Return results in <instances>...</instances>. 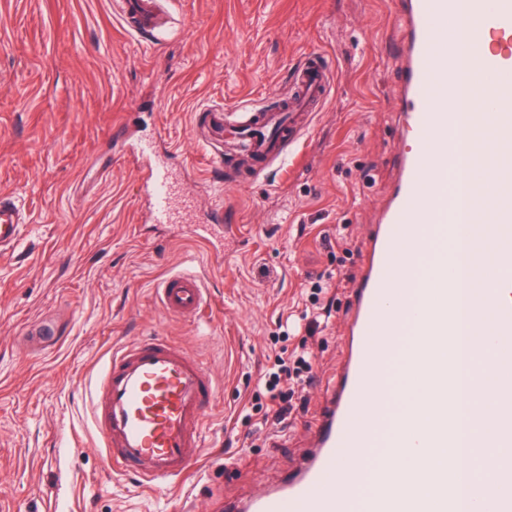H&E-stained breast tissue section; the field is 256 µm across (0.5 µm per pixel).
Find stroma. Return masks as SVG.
Returning <instances> with one entry per match:
<instances>
[{
  "instance_id": "1",
  "label": "stroma",
  "mask_w": 512,
  "mask_h": 512,
  "mask_svg": "<svg viewBox=\"0 0 512 512\" xmlns=\"http://www.w3.org/2000/svg\"><path fill=\"white\" fill-rule=\"evenodd\" d=\"M118 0H0V193L30 223L0 255V512H224L228 499L293 475L343 356L372 224L397 179L395 0H171L169 33L125 29ZM334 87L296 140L294 162L227 173L210 109L281 104L303 57ZM127 125L130 137L113 129ZM176 146L187 224H156L133 153ZM223 208L222 246L194 222ZM345 226V237L336 229ZM191 271L209 306L164 312L154 293ZM335 296L313 351L308 404L279 432L246 419L279 325L317 316L310 284ZM161 336L213 375L208 445L174 488L112 472L92 427L91 388L113 352Z\"/></svg>"
}]
</instances>
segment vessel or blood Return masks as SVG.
Instances as JSON below:
<instances>
[{
  "label": "vessel or blood",
  "mask_w": 512,
  "mask_h": 512,
  "mask_svg": "<svg viewBox=\"0 0 512 512\" xmlns=\"http://www.w3.org/2000/svg\"><path fill=\"white\" fill-rule=\"evenodd\" d=\"M163 0H122L120 12L132 31L158 38ZM404 18L405 65L397 110L411 140L399 155V176L377 224L361 276L352 292L355 311L344 333V354L326 405L310 427L312 443L298 473L281 486L258 489L238 512H459L456 487L435 478L427 497L398 485L392 465L374 479L394 492L358 501L339 473L370 462L369 448L388 428L393 406L389 377L398 355L408 373L426 375L434 397V430L428 448L456 444V409L465 401L456 387L459 302L452 259H445L431 287H417L436 236L466 243L473 266L492 273L496 286H512V198L499 196L512 185V0H400ZM334 81L320 55L304 57L293 75L292 92L277 111L248 107L227 115L213 111V123L240 133L244 152L267 163L284 157L289 130L299 113L324 102ZM468 93L477 106L473 125L489 132L488 143L505 162L486 171L479 160L467 169V186L478 185L492 199L490 216L460 223L448 195L446 152L460 117L448 104ZM152 221L179 224L174 201L183 188L153 147L139 149ZM16 198L0 195V252L13 250L27 228ZM161 308L195 316L206 301L201 278L180 272L156 287ZM489 319L481 346L495 365L512 369V304H486ZM216 384L196 359L159 336L140 339L113 353L95 389L92 423L114 469L161 485L184 475L205 445V415ZM472 406L481 426L470 445L498 449L490 464L493 492L473 512H512V387H498L493 401Z\"/></svg>",
  "instance_id": "vessel-or-blood-1"
}]
</instances>
